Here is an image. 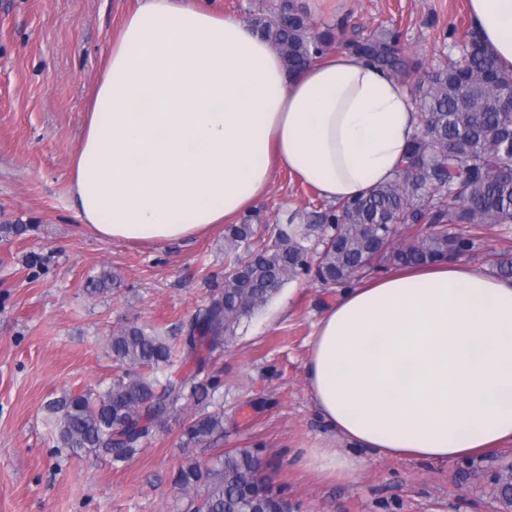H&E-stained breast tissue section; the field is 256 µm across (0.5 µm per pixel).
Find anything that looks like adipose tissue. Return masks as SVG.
I'll use <instances>...</instances> for the list:
<instances>
[{
	"instance_id": "adipose-tissue-1",
	"label": "adipose tissue",
	"mask_w": 512,
	"mask_h": 512,
	"mask_svg": "<svg viewBox=\"0 0 512 512\" xmlns=\"http://www.w3.org/2000/svg\"><path fill=\"white\" fill-rule=\"evenodd\" d=\"M512 69V0H469ZM421 128L402 83L359 55L291 75L244 20L194 0H139L109 50L71 195L101 239L149 246L227 224L273 167L336 203L395 179ZM312 406L347 451H307L339 478L379 458H469L512 444V280L461 261L343 292L310 342Z\"/></svg>"
}]
</instances>
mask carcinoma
Returning a JSON list of instances; mask_svg holds the SVG:
<instances>
[{"label":"carcinoma","mask_w":512,"mask_h":512,"mask_svg":"<svg viewBox=\"0 0 512 512\" xmlns=\"http://www.w3.org/2000/svg\"><path fill=\"white\" fill-rule=\"evenodd\" d=\"M250 24L290 72L339 47L404 79L418 67L395 38L341 45L332 29L313 31L307 11L293 0H285L279 14L257 15ZM461 44L463 59L433 72L422 85L421 130L393 181L315 213L327 235L313 256L292 216L266 238L246 222L228 227L225 251L241 249L244 257L227 266L223 286L181 329L177 343L138 324L112 332L108 348L121 374L104 389L69 394L52 406L57 447L71 455L102 451L123 463L165 427L170 410L195 397L200 408L183 430L186 461L176 479L188 495L205 487L194 512H285V500L267 481L254 449H229L205 463L195 457L197 447L224 437V411L202 404L196 375H182L174 366L190 361L203 370L243 319L300 275L348 287L375 262L397 268L458 259L474 249L481 226L512 224V178L504 174L505 150L512 146V107L504 99L512 96V71L500 65L476 28L464 32ZM400 224L416 231L398 245ZM165 368L158 378L156 372Z\"/></svg>","instance_id":"obj_1"}]
</instances>
